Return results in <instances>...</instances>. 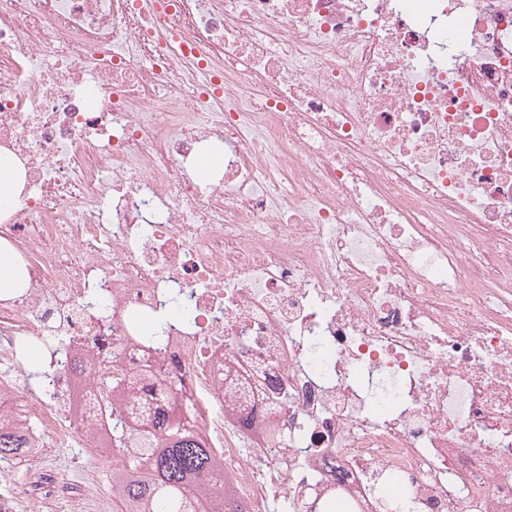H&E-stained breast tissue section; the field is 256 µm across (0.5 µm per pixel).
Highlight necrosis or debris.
I'll return each mask as SVG.
<instances>
[{
	"label": "necrosis or debris",
	"instance_id": "necrosis-or-debris-1",
	"mask_svg": "<svg viewBox=\"0 0 512 512\" xmlns=\"http://www.w3.org/2000/svg\"><path fill=\"white\" fill-rule=\"evenodd\" d=\"M2 152L0 355L61 342L23 416L0 372V422L109 448L84 399L119 345L183 381L245 512L311 484L378 512L392 479L398 512H512V0H0ZM227 353L286 446L244 447ZM23 186L21 166L10 157L0 158V214H7L18 204ZM16 249L6 241L0 242V299H10L21 294L28 285L23 258L27 260Z\"/></svg>",
	"mask_w": 512,
	"mask_h": 512
}]
</instances>
